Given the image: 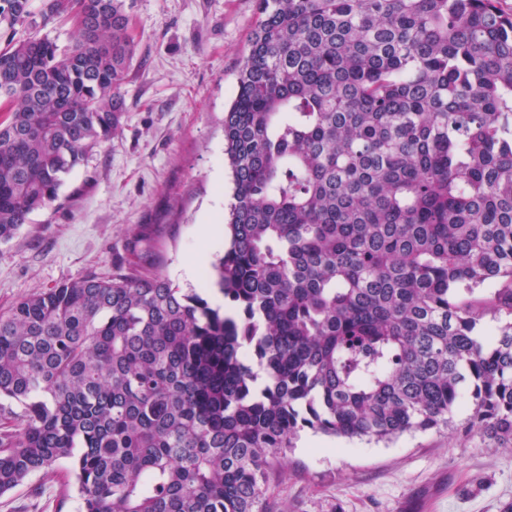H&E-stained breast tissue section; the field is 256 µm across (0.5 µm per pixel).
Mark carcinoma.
Returning <instances> with one entry per match:
<instances>
[{
	"mask_svg": "<svg viewBox=\"0 0 512 512\" xmlns=\"http://www.w3.org/2000/svg\"><path fill=\"white\" fill-rule=\"evenodd\" d=\"M82 2L0 0V242L121 130L124 0L92 37ZM223 128L234 315L154 261L14 303L0 495L67 460L80 512H265L301 430L391 442L463 403L512 443V13L259 0Z\"/></svg>",
	"mask_w": 512,
	"mask_h": 512,
	"instance_id": "obj_1",
	"label": "carcinoma"
}]
</instances>
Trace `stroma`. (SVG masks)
Here are the masks:
<instances>
[{"instance_id":"35a3bbf8","label":"stroma","mask_w":512,"mask_h":512,"mask_svg":"<svg viewBox=\"0 0 512 512\" xmlns=\"http://www.w3.org/2000/svg\"><path fill=\"white\" fill-rule=\"evenodd\" d=\"M258 0H125L136 51L122 85V130L66 179L60 198L0 243V312L41 289L145 265L146 227L162 267L184 290L183 266L220 224L233 185L224 158V112L257 20ZM460 407L449 429L390 443L304 430L274 478L266 512H501L512 502V444L468 431ZM67 463L0 495V512H78ZM39 495H32V488Z\"/></svg>"}]
</instances>
